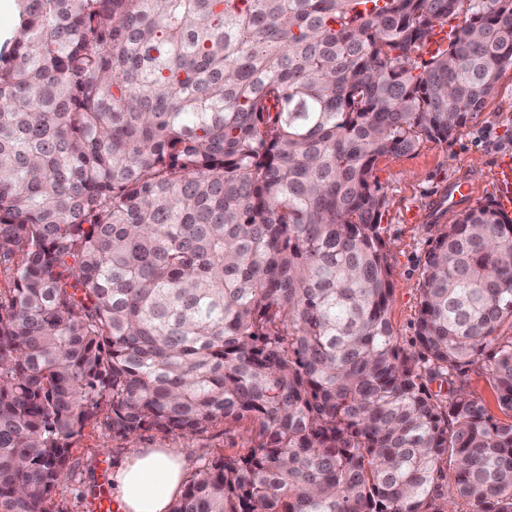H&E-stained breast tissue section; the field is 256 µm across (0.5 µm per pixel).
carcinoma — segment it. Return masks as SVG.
<instances>
[{
  "mask_svg": "<svg viewBox=\"0 0 512 512\" xmlns=\"http://www.w3.org/2000/svg\"><path fill=\"white\" fill-rule=\"evenodd\" d=\"M15 4L0 512H49L104 408L131 440L252 425L170 512H512V217L431 225L408 352L372 180L482 110L512 0ZM469 390L478 397L489 402L493 414L499 419H505L502 413L493 404L492 390L489 377L483 371H472L468 380Z\"/></svg>",
  "mask_w": 512,
  "mask_h": 512,
  "instance_id": "1",
  "label": "carcinoma"
}]
</instances>
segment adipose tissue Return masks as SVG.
Returning <instances> with one entry per match:
<instances>
[{"mask_svg":"<svg viewBox=\"0 0 512 512\" xmlns=\"http://www.w3.org/2000/svg\"><path fill=\"white\" fill-rule=\"evenodd\" d=\"M183 458L162 448H137L112 474L120 512H169L184 490Z\"/></svg>","mask_w":512,"mask_h":512,"instance_id":"1","label":"adipose tissue"}]
</instances>
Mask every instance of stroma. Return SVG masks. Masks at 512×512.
I'll return each instance as SVG.
<instances>
[{
  "label": "stroma",
  "mask_w": 512,
  "mask_h": 512,
  "mask_svg": "<svg viewBox=\"0 0 512 512\" xmlns=\"http://www.w3.org/2000/svg\"><path fill=\"white\" fill-rule=\"evenodd\" d=\"M512 156V67L499 75L481 111L471 113L454 138L445 143L421 140L416 149L380 158L373 178L385 196L381 217L389 249L394 294L388 319L402 344H409L420 300L419 281L431 247L430 227L449 224L453 215H438L437 206L452 180L468 176L479 186L476 203L493 199L492 173L499 157ZM170 448L199 470L224 455L246 454L251 446L249 423H220L198 435L156 430L128 441L105 420L86 427L75 443L68 475L52 492L50 512H95L100 497L110 493V476L131 447Z\"/></svg>",
  "instance_id": "stroma-1"
}]
</instances>
